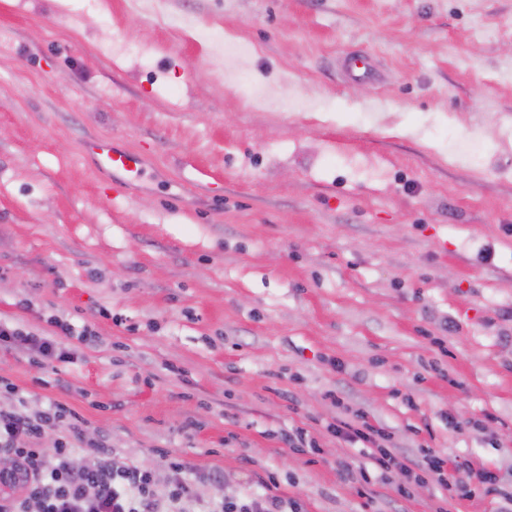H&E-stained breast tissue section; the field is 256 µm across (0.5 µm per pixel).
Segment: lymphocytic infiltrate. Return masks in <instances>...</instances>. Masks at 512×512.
Returning a JSON list of instances; mask_svg holds the SVG:
<instances>
[{"label":"lymphocytic infiltrate","instance_id":"1","mask_svg":"<svg viewBox=\"0 0 512 512\" xmlns=\"http://www.w3.org/2000/svg\"><path fill=\"white\" fill-rule=\"evenodd\" d=\"M50 322L56 334H36L0 320V345L33 354L46 365L72 361L66 339L85 340L90 327L55 316ZM86 425L79 414L54 402L31 414L0 409V451L15 458L14 469L0 474V485L7 489L0 495V512H29L34 503L40 512H297L299 508L297 501L273 493L268 486L235 501L225 500L220 493L202 497L196 490L198 475L172 456L166 459L168 485L157 490L152 470L114 461L106 444L87 441ZM48 427L61 432L50 455L35 446ZM328 430L345 443L361 445L370 462L360 470L364 483H371L372 471L384 472L397 463L396 454L376 447L375 437L381 429L366 417L337 419ZM79 451L92 457L93 465H77L74 455ZM408 475L415 482L432 484L441 493L453 492L455 487L446 460L431 448L422 449Z\"/></svg>","mask_w":512,"mask_h":512}]
</instances>
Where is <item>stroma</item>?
Returning a JSON list of instances; mask_svg holds the SVG:
<instances>
[{
  "mask_svg": "<svg viewBox=\"0 0 512 512\" xmlns=\"http://www.w3.org/2000/svg\"><path fill=\"white\" fill-rule=\"evenodd\" d=\"M90 137L148 150L143 179L95 176ZM53 315L92 336L53 370L0 346V408L61 402L114 459L168 450L229 500L268 476L302 512H499L512 0H0V319ZM359 413L457 461L459 497L396 466L361 496L327 429ZM342 71L349 79L365 80L374 77L370 58L365 54H351L342 63Z\"/></svg>",
  "mask_w": 512,
  "mask_h": 512,
  "instance_id": "35a3bbf8",
  "label": "stroma"
}]
</instances>
